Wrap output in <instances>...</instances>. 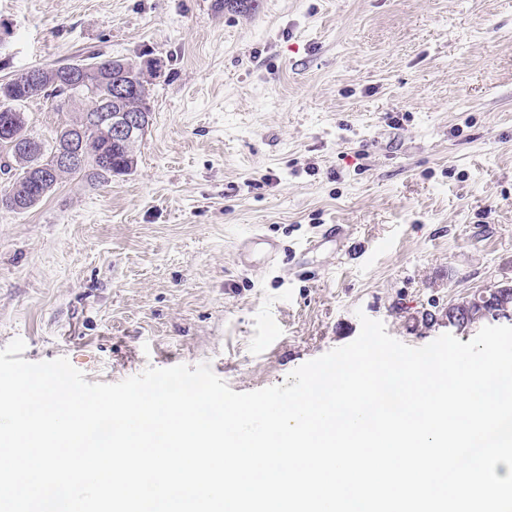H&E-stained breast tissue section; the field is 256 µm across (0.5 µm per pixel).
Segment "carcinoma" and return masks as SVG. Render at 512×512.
<instances>
[{
    "mask_svg": "<svg viewBox=\"0 0 512 512\" xmlns=\"http://www.w3.org/2000/svg\"><path fill=\"white\" fill-rule=\"evenodd\" d=\"M83 79L87 81L85 91L78 95L70 94L63 83L66 78L63 72L57 68L42 67L41 78L36 83L21 82L8 79L0 82V103L9 99L27 102L35 97H42L52 102L59 112L64 111L65 106L79 100L87 102V109L80 113L71 123L62 126L56 132L53 144L28 133L24 113L14 112L12 116L16 120L15 132L19 142L0 138V153H7L14 160L16 171L15 182L9 189V204L4 209L22 213L37 205L58 184V180L65 173L81 174L93 184L109 182L114 176L125 175L133 169L135 147L128 144H114L106 154L99 151L107 139L108 129L100 122L99 108L108 99L111 84L120 80L132 87L139 88V94L128 99L125 107L130 112L143 119L152 117V108L148 101L145 84L150 74L144 72L142 63L127 59H114L102 57L98 53L87 55L79 60ZM83 136L84 148L82 158L74 167L49 176L44 182H39L38 174L47 171L52 166V152L54 146L68 141L73 136ZM490 294L484 291L473 298L463 297L452 308L464 310L467 316L450 323V326L463 331L473 324L485 320L504 316V310L512 311V294H499L487 302L483 295Z\"/></svg>",
    "mask_w": 512,
    "mask_h": 512,
    "instance_id": "carcinoma-1",
    "label": "carcinoma"
}]
</instances>
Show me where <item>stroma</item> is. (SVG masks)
I'll return each instance as SVG.
<instances>
[{
  "mask_svg": "<svg viewBox=\"0 0 512 512\" xmlns=\"http://www.w3.org/2000/svg\"><path fill=\"white\" fill-rule=\"evenodd\" d=\"M94 52L162 61L153 118L131 173L0 210V349L251 392L512 280V0H0V81Z\"/></svg>",
  "mask_w": 512,
  "mask_h": 512,
  "instance_id": "stroma-1",
  "label": "stroma"
}]
</instances>
